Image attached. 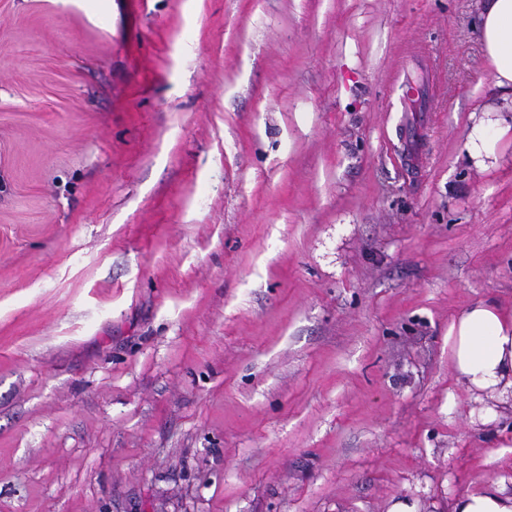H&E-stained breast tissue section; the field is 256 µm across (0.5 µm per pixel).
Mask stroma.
<instances>
[{
    "label": "stroma",
    "mask_w": 512,
    "mask_h": 512,
    "mask_svg": "<svg viewBox=\"0 0 512 512\" xmlns=\"http://www.w3.org/2000/svg\"><path fill=\"white\" fill-rule=\"evenodd\" d=\"M477 0H0V512H448L512 491V146ZM468 120L464 154L476 169L489 171L504 159L503 143L510 139L512 145V109L487 103L471 111ZM456 377L467 389L512 387V312L492 301H478L448 326ZM449 512H512V493L492 483L481 491L457 496Z\"/></svg>",
    "instance_id": "35a3bbf8"
}]
</instances>
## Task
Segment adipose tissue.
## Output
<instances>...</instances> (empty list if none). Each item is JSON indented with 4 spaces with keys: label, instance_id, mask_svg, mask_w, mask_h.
Masks as SVG:
<instances>
[{
    "label": "adipose tissue",
    "instance_id": "adipose-tissue-1",
    "mask_svg": "<svg viewBox=\"0 0 512 512\" xmlns=\"http://www.w3.org/2000/svg\"><path fill=\"white\" fill-rule=\"evenodd\" d=\"M478 20L493 85L512 95V0H478ZM468 120V161L481 171L495 168L504 158V142L512 140V109L484 104ZM448 345L456 377L467 389L512 386V312L492 301L474 303L449 324ZM450 512H512V493L496 482L457 496Z\"/></svg>",
    "mask_w": 512,
    "mask_h": 512
}]
</instances>
